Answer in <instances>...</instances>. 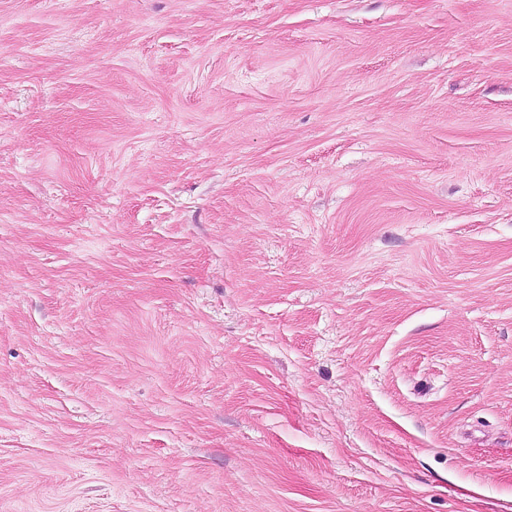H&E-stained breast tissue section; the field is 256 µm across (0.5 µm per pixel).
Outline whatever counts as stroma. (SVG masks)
Returning <instances> with one entry per match:
<instances>
[{
    "mask_svg": "<svg viewBox=\"0 0 512 512\" xmlns=\"http://www.w3.org/2000/svg\"><path fill=\"white\" fill-rule=\"evenodd\" d=\"M0 512H512V0H0Z\"/></svg>",
    "mask_w": 512,
    "mask_h": 512,
    "instance_id": "1",
    "label": "stroma"
}]
</instances>
